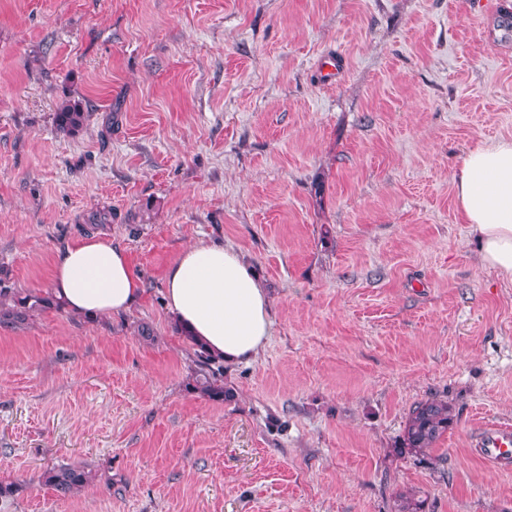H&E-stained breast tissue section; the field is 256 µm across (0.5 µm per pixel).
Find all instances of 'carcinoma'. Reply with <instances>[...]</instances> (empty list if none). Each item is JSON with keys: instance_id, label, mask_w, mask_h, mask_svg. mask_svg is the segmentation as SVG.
Segmentation results:
<instances>
[{"instance_id": "carcinoma-1", "label": "carcinoma", "mask_w": 512, "mask_h": 512, "mask_svg": "<svg viewBox=\"0 0 512 512\" xmlns=\"http://www.w3.org/2000/svg\"><path fill=\"white\" fill-rule=\"evenodd\" d=\"M88 117L87 104L79 100H64L55 113L56 128L66 135L76 136L84 128ZM50 308L60 310L62 305L48 294L0 289V325L16 328L34 314ZM197 357L198 370L193 388L216 402L230 400L224 386L217 383L215 372L210 369L209 355L199 351ZM452 423L453 413L448 402L427 399L414 404L406 418L400 452L416 456L428 455ZM40 480L57 496L65 498L93 483L95 475L82 465H59L44 469ZM395 512H423V501L411 494L400 493L396 497Z\"/></svg>"}]
</instances>
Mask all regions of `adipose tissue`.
Returning <instances> with one entry per match:
<instances>
[{"label": "adipose tissue", "instance_id": "ef3b65f1", "mask_svg": "<svg viewBox=\"0 0 512 512\" xmlns=\"http://www.w3.org/2000/svg\"><path fill=\"white\" fill-rule=\"evenodd\" d=\"M454 185L481 265L512 280V140L470 149ZM52 285L79 315L129 310L143 293L126 250L98 237L66 248ZM166 297L171 317L213 360L251 362L268 339L267 294L233 246L200 242L185 249L166 273Z\"/></svg>", "mask_w": 512, "mask_h": 512}]
</instances>
